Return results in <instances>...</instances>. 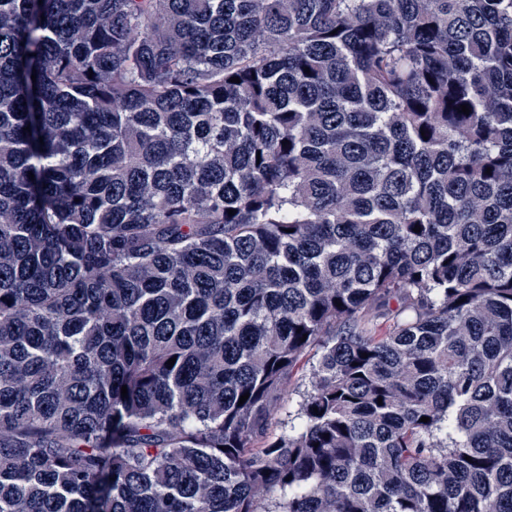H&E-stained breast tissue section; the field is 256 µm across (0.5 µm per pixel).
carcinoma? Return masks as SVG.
<instances>
[{
  "mask_svg": "<svg viewBox=\"0 0 512 512\" xmlns=\"http://www.w3.org/2000/svg\"><path fill=\"white\" fill-rule=\"evenodd\" d=\"M0 512H512V0H0ZM316 357L313 352L308 353L302 360L300 368L297 370V373L293 376L290 384H289V392L282 402V408L279 410L276 415L275 425L278 426V422L282 420H287L288 411L294 414L298 409L299 401L301 400V393L305 389V382H308L309 370L313 363H315Z\"/></svg>",
  "mask_w": 512,
  "mask_h": 512,
  "instance_id": "cac0c4a2",
  "label": "carcinoma"
}]
</instances>
